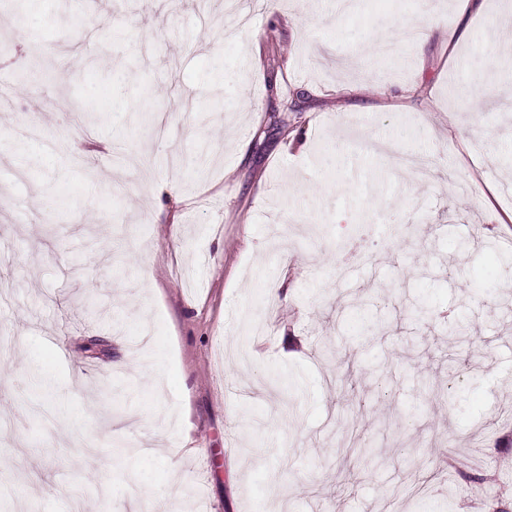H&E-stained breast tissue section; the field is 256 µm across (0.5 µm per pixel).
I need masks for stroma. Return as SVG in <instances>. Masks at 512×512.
I'll use <instances>...</instances> for the list:
<instances>
[{"instance_id":"obj_1","label":"stroma","mask_w":512,"mask_h":512,"mask_svg":"<svg viewBox=\"0 0 512 512\" xmlns=\"http://www.w3.org/2000/svg\"><path fill=\"white\" fill-rule=\"evenodd\" d=\"M243 11L0 0V512H512V0ZM484 0H456L458 25L448 32V64L455 60V46L466 41L472 33V23L482 16Z\"/></svg>"}]
</instances>
